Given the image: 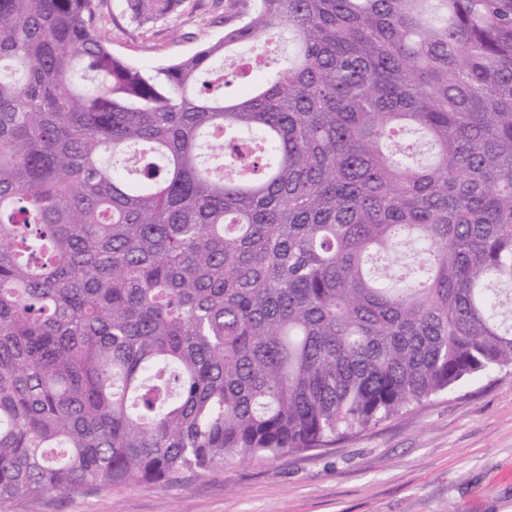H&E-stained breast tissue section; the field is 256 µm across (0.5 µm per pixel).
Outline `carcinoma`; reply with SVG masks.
<instances>
[{
    "instance_id": "carcinoma-1",
    "label": "carcinoma",
    "mask_w": 512,
    "mask_h": 512,
    "mask_svg": "<svg viewBox=\"0 0 512 512\" xmlns=\"http://www.w3.org/2000/svg\"><path fill=\"white\" fill-rule=\"evenodd\" d=\"M230 2L145 69L96 0H0L1 507L323 448L512 367V0Z\"/></svg>"
}]
</instances>
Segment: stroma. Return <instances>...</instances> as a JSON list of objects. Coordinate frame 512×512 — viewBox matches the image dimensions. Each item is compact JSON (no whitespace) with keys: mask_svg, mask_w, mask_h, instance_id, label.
Returning a JSON list of instances; mask_svg holds the SVG:
<instances>
[{"mask_svg":"<svg viewBox=\"0 0 512 512\" xmlns=\"http://www.w3.org/2000/svg\"><path fill=\"white\" fill-rule=\"evenodd\" d=\"M112 50L153 67L224 33L228 0H181L133 23L123 0H98ZM23 512H512V369L474 378L328 448L225 464L163 486L50 493Z\"/></svg>","mask_w":512,"mask_h":512,"instance_id":"stroma-1","label":"stroma"}]
</instances>
